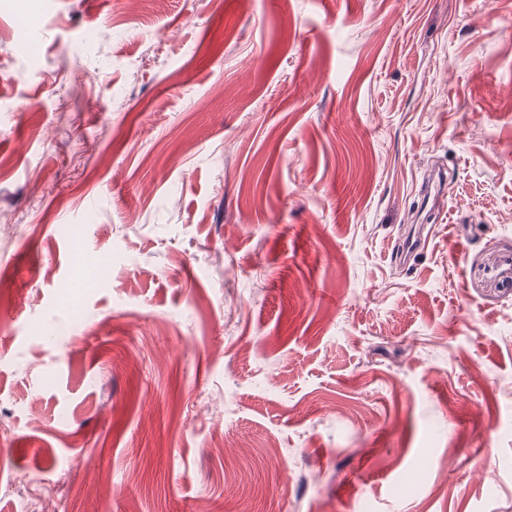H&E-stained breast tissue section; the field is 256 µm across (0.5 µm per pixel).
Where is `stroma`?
<instances>
[{"instance_id": "obj_1", "label": "stroma", "mask_w": 512, "mask_h": 512, "mask_svg": "<svg viewBox=\"0 0 512 512\" xmlns=\"http://www.w3.org/2000/svg\"><path fill=\"white\" fill-rule=\"evenodd\" d=\"M0 156V512H512V0H0Z\"/></svg>"}]
</instances>
